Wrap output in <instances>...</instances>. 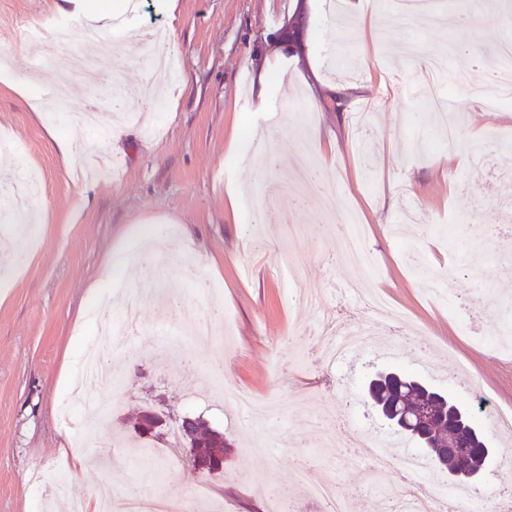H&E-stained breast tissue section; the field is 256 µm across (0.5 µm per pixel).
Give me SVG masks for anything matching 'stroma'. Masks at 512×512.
<instances>
[{
	"instance_id": "35a3bbf8",
	"label": "stroma",
	"mask_w": 512,
	"mask_h": 512,
	"mask_svg": "<svg viewBox=\"0 0 512 512\" xmlns=\"http://www.w3.org/2000/svg\"><path fill=\"white\" fill-rule=\"evenodd\" d=\"M57 0H0V54L27 89L0 82V134L23 144L21 161L0 158V188L20 169L35 170L41 194L37 242L13 238L0 223V512H70L112 487V512H321L306 484L334 481L354 512H377L366 485L371 461L352 456V441L387 443L400 456L411 440L373 413L365 385L378 370L402 367L474 412L495 453L485 486L499 489L512 470V437L494 430L496 412L512 411V352L484 335L500 316L484 303L512 304V102L491 105L488 70L469 56L512 43V21L494 0H433L437 21L400 15L394 0H375V24L363 25L348 0H140L127 26L171 33L177 63L170 83L155 80L149 51L121 32L92 33L56 12ZM490 21L477 34L451 21L459 5ZM44 28L31 43L17 19ZM65 26L75 51L94 48L102 81L70 82L57 112L39 105L56 84L53 32ZM415 42L419 58L442 60L452 77L439 87L459 132L491 150L449 152L442 120L421 119L413 94L426 81L418 60L397 46ZM267 109L253 103L255 67L265 50ZM377 57V66L364 65ZM388 94L392 106L382 105ZM98 107L104 134L77 124ZM80 134L104 150L67 168L55 137ZM336 173L339 208L316 205L321 187L293 184L296 165ZM241 185L236 207L226 190ZM365 227L376 265L364 283L403 315L402 332L372 349L323 365L317 341L341 325H366L369 311L343 294L353 269L340 253L351 219ZM487 225L488 243L471 246L460 219ZM272 246L254 255L253 239ZM125 265L108 267L115 250ZM302 250L326 309L298 307L285 278ZM443 284L441 297L428 290ZM133 293L141 324L125 349L111 352L115 387L87 384L75 394L95 337L93 310L106 295ZM197 315L220 313L223 340L182 329L164 303ZM245 391L261 415L226 397ZM69 406V420L59 411ZM193 415L231 444L223 472L206 475L185 457L155 445L130 464L145 437L142 411ZM321 432L340 444L322 448ZM305 475L299 483L297 475Z\"/></svg>"
}]
</instances>
